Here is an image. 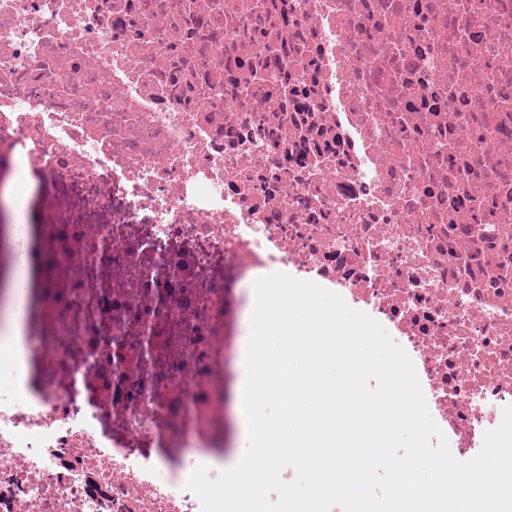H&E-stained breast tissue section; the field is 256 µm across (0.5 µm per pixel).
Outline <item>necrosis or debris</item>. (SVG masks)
Segmentation results:
<instances>
[{
  "instance_id": "obj_1",
  "label": "necrosis or debris",
  "mask_w": 512,
  "mask_h": 512,
  "mask_svg": "<svg viewBox=\"0 0 512 512\" xmlns=\"http://www.w3.org/2000/svg\"><path fill=\"white\" fill-rule=\"evenodd\" d=\"M0 154L50 222L0 338V512H201L234 285L286 268L412 359L454 456L512 405V0H0ZM18 262L16 257L8 252L0 251V302L1 297L4 302L6 294L10 292L9 284L13 278V273ZM11 303H9V318L6 323L8 335L14 336L18 346V352L23 367L24 375H26L27 357L23 353L21 343L24 338L27 325L25 318V302L26 294L22 291H11Z\"/></svg>"
}]
</instances>
